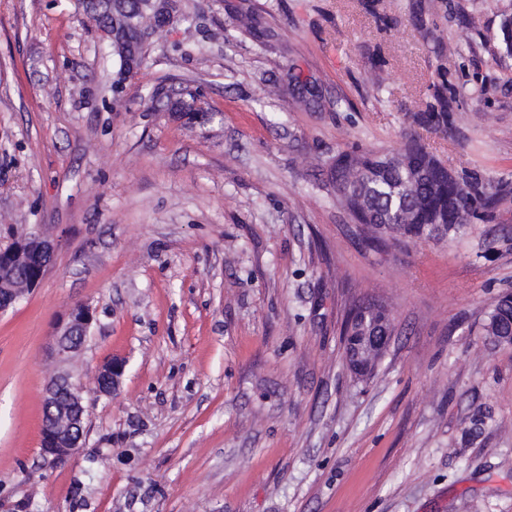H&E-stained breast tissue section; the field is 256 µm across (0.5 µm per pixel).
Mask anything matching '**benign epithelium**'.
Masks as SVG:
<instances>
[{
    "label": "benign epithelium",
    "instance_id": "benign-epithelium-1",
    "mask_svg": "<svg viewBox=\"0 0 512 512\" xmlns=\"http://www.w3.org/2000/svg\"><path fill=\"white\" fill-rule=\"evenodd\" d=\"M154 8L158 18L169 26L176 20L171 9L174 0H143ZM54 246L34 232L16 235L0 246V312L13 306L19 298L35 289L50 267ZM94 317L86 305L72 307L56 327L53 351L56 359L65 363L80 352L89 336ZM125 361L113 358L104 363L96 377L97 391L105 396L120 384ZM87 433L86 407L82 384L68 372L53 375L43 393V421L40 434L42 455L53 461L69 459Z\"/></svg>",
    "mask_w": 512,
    "mask_h": 512
}]
</instances>
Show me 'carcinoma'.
<instances>
[{"mask_svg":"<svg viewBox=\"0 0 512 512\" xmlns=\"http://www.w3.org/2000/svg\"><path fill=\"white\" fill-rule=\"evenodd\" d=\"M155 20L139 0H123L113 22L135 33ZM472 23L461 26L454 41L440 44L437 53L453 55L469 43ZM499 45L512 55V15L503 18ZM432 102L409 113L410 126L454 138L455 98L448 96L446 72L436 69ZM326 182L348 211L367 241L389 238L414 243L453 239L477 222L496 218L507 197V183L486 179L475 171L456 175L448 170L412 132L403 148L385 153L353 147L341 150L326 163ZM390 322L386 308L370 300L364 307L350 305L345 319V354L365 346L366 337ZM486 335L496 343L512 345V293L501 294L487 313Z\"/></svg>","mask_w":512,"mask_h":512,"instance_id":"obj_1","label":"carcinoma"}]
</instances>
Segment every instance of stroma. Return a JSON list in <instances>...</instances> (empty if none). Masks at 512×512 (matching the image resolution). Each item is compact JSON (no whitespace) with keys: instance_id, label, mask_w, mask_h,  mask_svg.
<instances>
[{"instance_id":"1","label":"stroma","mask_w":512,"mask_h":512,"mask_svg":"<svg viewBox=\"0 0 512 512\" xmlns=\"http://www.w3.org/2000/svg\"><path fill=\"white\" fill-rule=\"evenodd\" d=\"M364 3L182 0L116 91L77 0H0V245H55L0 314V512H512V345L484 331L512 290V199L461 237L376 249L322 170L341 149L401 147L442 65L459 139L421 141L512 183V56L497 48L512 0ZM465 19L470 44L440 60ZM290 82L315 103L272 95ZM186 85L219 119L151 109L156 88ZM360 299L394 325L366 379L342 340ZM78 304L97 318L70 365L87 435L52 464L42 393ZM112 357L125 371L104 396ZM125 370V361L112 358L104 363L98 370L96 377L97 391L101 395L109 396L120 384Z\"/></svg>"}]
</instances>
